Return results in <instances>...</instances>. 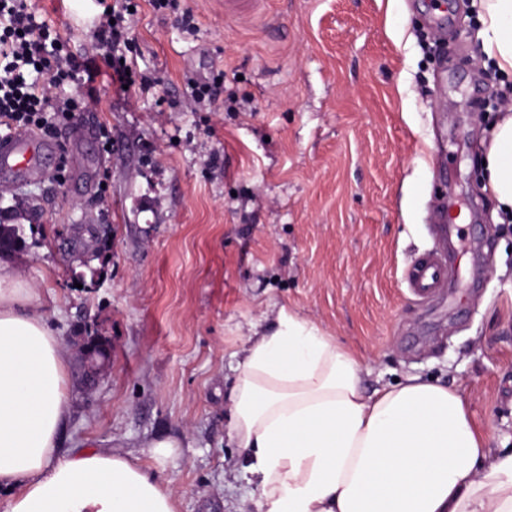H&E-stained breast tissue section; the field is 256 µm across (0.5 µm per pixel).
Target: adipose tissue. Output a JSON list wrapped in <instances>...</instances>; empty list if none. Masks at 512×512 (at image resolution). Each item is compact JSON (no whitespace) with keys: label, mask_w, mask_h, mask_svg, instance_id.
<instances>
[{"label":"adipose tissue","mask_w":512,"mask_h":512,"mask_svg":"<svg viewBox=\"0 0 512 512\" xmlns=\"http://www.w3.org/2000/svg\"><path fill=\"white\" fill-rule=\"evenodd\" d=\"M481 54L512 76V0H478ZM482 188L512 221V113ZM334 336L290 312L249 336L230 392L245 512H512V448H493L459 389L406 375L372 393ZM68 358L41 295L0 272V512H177L174 491L109 448L66 450Z\"/></svg>","instance_id":"obj_1"}]
</instances>
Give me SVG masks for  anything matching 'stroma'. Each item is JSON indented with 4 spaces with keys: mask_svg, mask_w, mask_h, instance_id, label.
<instances>
[{
    "mask_svg": "<svg viewBox=\"0 0 512 512\" xmlns=\"http://www.w3.org/2000/svg\"><path fill=\"white\" fill-rule=\"evenodd\" d=\"M140 68L160 79L130 104L88 103L98 140L67 144L63 176L16 181L0 221L21 210L26 245L0 256L41 292L70 360L65 448L139 458L178 512H242L229 393L251 328L286 309L362 359L364 388L413 373L467 397L493 447L512 448V224L480 186L482 140L512 80L486 65L471 0H268L247 21L224 0H183L197 24L135 0ZM72 53L96 45L94 0H32ZM224 72L234 101L182 107L187 77ZM107 180L108 206L99 201ZM448 200L454 287L411 295L404 269L435 245ZM112 238L104 273L69 265L71 225ZM109 360L80 381L84 337ZM172 440L165 459L149 443Z\"/></svg>",
    "mask_w": 512,
    "mask_h": 512,
    "instance_id": "obj_1",
    "label": "stroma"
}]
</instances>
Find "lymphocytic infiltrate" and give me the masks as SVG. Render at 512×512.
I'll use <instances>...</instances> for the list:
<instances>
[{
    "label": "lymphocytic infiltrate",
    "instance_id": "f902f5d3",
    "mask_svg": "<svg viewBox=\"0 0 512 512\" xmlns=\"http://www.w3.org/2000/svg\"><path fill=\"white\" fill-rule=\"evenodd\" d=\"M131 5L132 0H96V55L83 58L38 20L29 0H0V129L60 138L63 129L81 119L86 102L98 100V78L105 73L116 95L153 94L157 79L137 70L130 53ZM71 86L81 89V97L67 95Z\"/></svg>",
    "mask_w": 512,
    "mask_h": 512
}]
</instances>
